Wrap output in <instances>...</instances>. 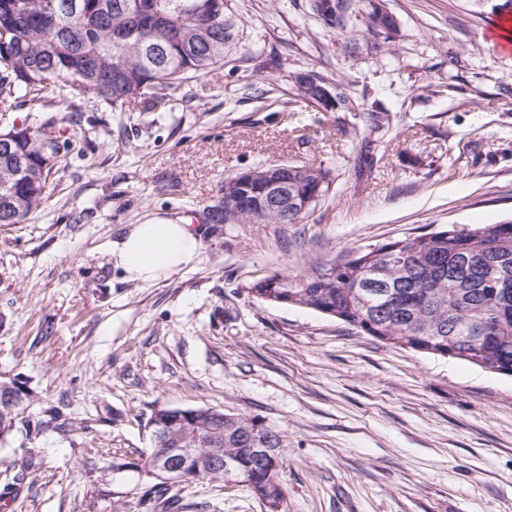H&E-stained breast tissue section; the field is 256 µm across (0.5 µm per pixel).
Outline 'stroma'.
I'll use <instances>...</instances> for the list:
<instances>
[{
    "mask_svg": "<svg viewBox=\"0 0 512 512\" xmlns=\"http://www.w3.org/2000/svg\"><path fill=\"white\" fill-rule=\"evenodd\" d=\"M502 0H385L400 38L344 32L310 0H224L223 67L189 76L164 112L79 113L47 93L0 127L55 120L61 157L42 208L0 224V383L26 393L0 439V512H147L154 409L215 408L280 429V512H512V377L396 348L248 292L348 250L512 217V50L488 37ZM341 80L360 109L298 103L300 74ZM390 126L367 161L362 108ZM331 168L301 224H204L196 261L127 281L112 246L132 225L218 205L258 163ZM184 512H268L243 483L170 485Z\"/></svg>",
    "mask_w": 512,
    "mask_h": 512,
    "instance_id": "1",
    "label": "stroma"
}]
</instances>
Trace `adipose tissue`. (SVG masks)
I'll return each instance as SVG.
<instances>
[{
  "label": "adipose tissue",
  "instance_id": "ef3b65f1",
  "mask_svg": "<svg viewBox=\"0 0 512 512\" xmlns=\"http://www.w3.org/2000/svg\"><path fill=\"white\" fill-rule=\"evenodd\" d=\"M202 248L199 233L182 222L131 227L116 249L115 264L128 280L157 282L192 264Z\"/></svg>",
  "mask_w": 512,
  "mask_h": 512
}]
</instances>
